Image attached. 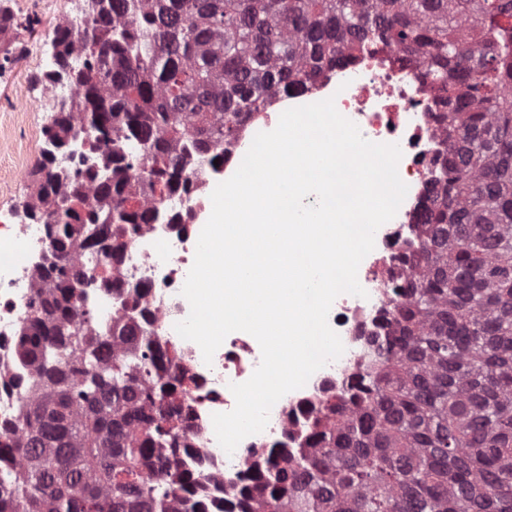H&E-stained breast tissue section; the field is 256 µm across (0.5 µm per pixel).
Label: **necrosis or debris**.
Returning <instances> with one entry per match:
<instances>
[{
    "label": "necrosis or debris",
    "mask_w": 512,
    "mask_h": 512,
    "mask_svg": "<svg viewBox=\"0 0 512 512\" xmlns=\"http://www.w3.org/2000/svg\"><path fill=\"white\" fill-rule=\"evenodd\" d=\"M310 95L334 98L338 112L368 141L399 145L398 173L408 192L395 217L377 230V244L359 266L364 296L339 295L330 308L328 322L339 334L344 353L316 371L304 387L280 398L266 428L242 440L234 453L219 445L212 416L234 408L230 386L251 377L261 360L260 346L254 337L236 331L207 363L200 347L175 330L190 313L181 289L194 262L198 220L211 206L210 187L218 171L207 168L195 174L193 190L176 197L166 214L134 237L118 261L83 259L89 282L80 309L91 310L98 322L108 324L122 316L126 302L138 301L147 330L161 347L175 353L173 371L188 381L189 394L180 406L184 444L176 463L190 475L194 491L183 496L180 512H195L202 502L210 512H231L235 494L256 469L261 451L274 445L293 447L308 411L362 365L372 349L375 328L392 304L389 271L413 235L429 187L430 163L446 146L445 134L432 120L427 88L389 55L366 56L338 67L319 79L309 94H291L284 102L295 107ZM48 250L43 225L19 223L14 212L0 219L1 427L15 422L21 399L32 388L31 370L16 359L14 343L32 313L34 274L45 265ZM115 273L124 278L125 287L106 286V277Z\"/></svg>",
    "instance_id": "obj_1"
}]
</instances>
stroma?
<instances>
[{"label": "stroma", "instance_id": "obj_1", "mask_svg": "<svg viewBox=\"0 0 512 512\" xmlns=\"http://www.w3.org/2000/svg\"><path fill=\"white\" fill-rule=\"evenodd\" d=\"M20 25L15 49L0 58V210H18L31 192L51 121L36 57L47 29L77 12L76 0H9Z\"/></svg>", "mask_w": 512, "mask_h": 512}]
</instances>
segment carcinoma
Here are the masks:
<instances>
[{"mask_svg": "<svg viewBox=\"0 0 512 512\" xmlns=\"http://www.w3.org/2000/svg\"><path fill=\"white\" fill-rule=\"evenodd\" d=\"M51 33L77 111L46 137L90 129L111 173H33L24 212L70 264L37 275L19 333L36 388L0 428V512H177L185 378L138 313L104 338L77 312L79 256L119 257L252 114L367 50L415 71L448 149L371 357L238 512H512V0H89Z\"/></svg>", "mask_w": 512, "mask_h": 512, "instance_id": "1", "label": "carcinoma"}]
</instances>
